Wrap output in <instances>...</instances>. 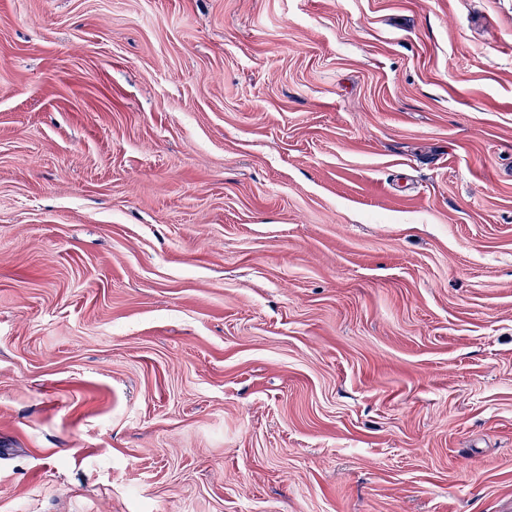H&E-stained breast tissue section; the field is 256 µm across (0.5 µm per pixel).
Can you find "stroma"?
I'll return each mask as SVG.
<instances>
[{"mask_svg":"<svg viewBox=\"0 0 512 512\" xmlns=\"http://www.w3.org/2000/svg\"><path fill=\"white\" fill-rule=\"evenodd\" d=\"M0 512H512V0H0Z\"/></svg>","mask_w":512,"mask_h":512,"instance_id":"1","label":"stroma"}]
</instances>
